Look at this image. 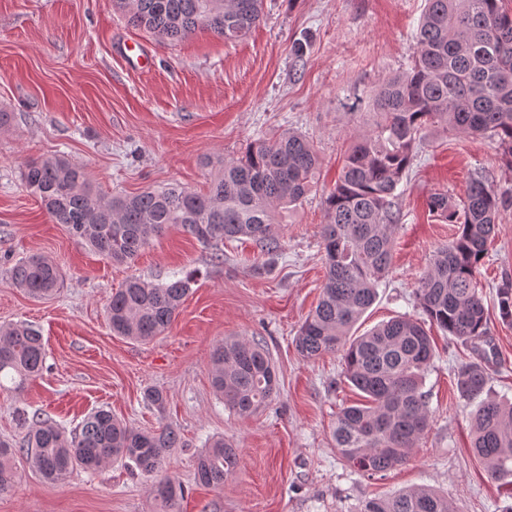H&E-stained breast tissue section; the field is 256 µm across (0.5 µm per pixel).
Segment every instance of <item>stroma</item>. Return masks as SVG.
<instances>
[{
	"instance_id": "35a3bbf8",
	"label": "stroma",
	"mask_w": 512,
	"mask_h": 512,
	"mask_svg": "<svg viewBox=\"0 0 512 512\" xmlns=\"http://www.w3.org/2000/svg\"><path fill=\"white\" fill-rule=\"evenodd\" d=\"M425 0H263L249 35L227 43L206 30L170 43L132 26L112 0H0V327L38 329L42 373L21 391L0 389V439L20 440L19 412H37L65 431L99 407L140 429L176 426L182 445L164 465L190 492L181 512H359L374 498L426 485L457 512H512V486L490 481L470 450L474 404L453 371L469 349L446 335L426 375L432 427L410 461L382 477L353 472L330 436L340 408L356 400L341 354L306 361L293 340L324 280L320 229L324 199L344 152L369 131L370 93L407 68ZM307 38L303 62L292 46ZM142 44L149 63L131 67L123 44ZM306 135L320 155L308 197L278 215V258L251 242L205 245L181 228L152 240L135 260L115 265L52 223L21 181L30 160L65 156L106 194L178 183L200 191L225 157L284 131ZM398 187L403 221L386 287L357 325L366 331L398 314H417L414 289L434 251L456 232L435 221L428 195L464 198L474 178L512 192V162L487 137L458 136L431 124ZM44 256L65 283L39 301L8 277L22 256ZM193 273L195 282L170 327L138 342L112 335L106 306L131 275L153 283ZM478 281L489 308L491 396L512 401V321L497 289L512 283V207L501 211ZM264 344L279 391L242 419L211 386V354L224 338ZM159 388L164 408L144 393ZM239 448L223 488L195 484V459L208 438ZM15 485L0 512H155L149 477L114 462L73 470L49 484L17 458Z\"/></svg>"
}]
</instances>
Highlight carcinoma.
Returning <instances> with one entry per match:
<instances>
[{"label":"carcinoma","mask_w":512,"mask_h":512,"mask_svg":"<svg viewBox=\"0 0 512 512\" xmlns=\"http://www.w3.org/2000/svg\"><path fill=\"white\" fill-rule=\"evenodd\" d=\"M129 22L176 42L207 29L226 42L243 39L262 19V0H115ZM374 129L349 149L336 186L325 198L321 227L325 278L317 305L294 343L303 359L343 351L344 377L361 400L336 416L331 438L354 471L374 478L406 463L431 427L426 373L436 357L431 327L476 352L489 335V313L477 275L498 216L512 197L471 181L456 204L448 192L427 198L430 215L458 230L432 256L417 281L419 315L401 314L347 340L378 296L393 264L395 234L403 214L397 189L412 164L418 135L437 123L456 135L487 136L512 159V10L502 0H426L416 32L413 64L383 82L371 96ZM319 159L309 139L294 131L258 139L224 159L204 193L178 184L107 197L84 169L61 158L27 162L24 187L52 221L114 264H128L150 241L176 224L199 242L249 240L268 255L281 251L276 213L295 206L314 185ZM13 285L49 299L63 282L60 267L32 254L9 269ZM193 276L166 283L127 279L112 293L107 313L112 333L151 340L168 329L189 295ZM45 364L43 337L32 326L0 329V375L20 390ZM212 386L224 406L246 418L264 407L279 383L270 353L260 343L231 338L212 354ZM460 397L488 392L485 359L454 370ZM17 444L0 440V492L18 478L15 458L25 457L48 483L76 468L97 471L121 461L155 477L150 493L161 512H179L184 486L162 474L180 442L166 424L138 429L104 407L90 412L75 432L48 419L22 414ZM471 451L494 481L512 479V403L488 398L472 416ZM239 449L214 437L195 460V482L221 488L238 469ZM360 512H454L448 497L419 487L387 500H369Z\"/></svg>","instance_id":"cac0c4a2"}]
</instances>
